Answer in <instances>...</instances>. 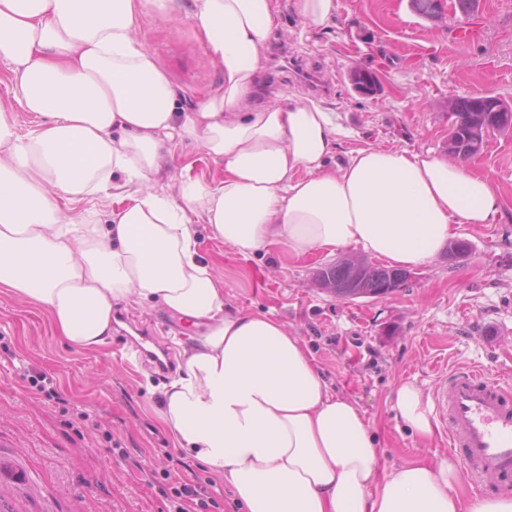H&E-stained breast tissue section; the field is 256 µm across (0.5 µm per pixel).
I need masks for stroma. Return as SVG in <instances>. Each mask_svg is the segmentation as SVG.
Returning <instances> with one entry per match:
<instances>
[{"instance_id": "obj_1", "label": "stroma", "mask_w": 512, "mask_h": 512, "mask_svg": "<svg viewBox=\"0 0 512 512\" xmlns=\"http://www.w3.org/2000/svg\"><path fill=\"white\" fill-rule=\"evenodd\" d=\"M279 24L267 40L253 106L317 99L342 133L334 162L357 150L448 152V98L492 93L512 103V0H478L473 14L439 24L409 0H336L325 26L303 23L279 0ZM476 23L478 39L456 42L453 30ZM138 36L164 69L183 104L215 91L223 77L185 21L140 19ZM330 87L314 96L302 72ZM371 72L378 91L356 92L351 76ZM205 182L224 168L193 143L169 160L167 181L184 166ZM472 165L493 182L502 210L491 224H456L468 255L438 254L383 299H341L318 288V270L340 259L368 260L360 246L292 256L270 245L244 256L198 225L200 258L211 265L232 309L266 311L287 324L312 353L327 383L355 401L369 421L382 465L432 452L451 456L444 431L422 445L396 417L393 397L413 383L432 397L443 371L478 366L491 378L512 377V133L490 136ZM136 323L163 325L171 366L140 361L120 329L98 350L64 346L50 314L0 290V512H170L176 483L206 487L208 508L236 512L231 491L186 457L161 422V388L177 375L182 353L200 329L158 304L121 303ZM47 375L55 397L32 379Z\"/></svg>"}]
</instances>
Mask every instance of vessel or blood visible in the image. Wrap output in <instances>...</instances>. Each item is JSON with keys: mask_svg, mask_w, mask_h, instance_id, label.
<instances>
[{"mask_svg": "<svg viewBox=\"0 0 512 512\" xmlns=\"http://www.w3.org/2000/svg\"><path fill=\"white\" fill-rule=\"evenodd\" d=\"M435 398L448 446L467 476L477 485L493 476L499 491L512 490V389L484 370L461 368L440 381Z\"/></svg>", "mask_w": 512, "mask_h": 512, "instance_id": "b4317fda", "label": "vessel or blood"}]
</instances>
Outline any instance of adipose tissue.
I'll return each instance as SVG.
<instances>
[{
  "label": "adipose tissue",
  "mask_w": 512,
  "mask_h": 512,
  "mask_svg": "<svg viewBox=\"0 0 512 512\" xmlns=\"http://www.w3.org/2000/svg\"><path fill=\"white\" fill-rule=\"evenodd\" d=\"M174 0H0V65L40 123L17 131L0 105V288L47 310L71 347L112 336L119 301L161 303L202 331L165 386L161 419L188 457L223 478L243 512H512V498L460 491L454 460L382 469L352 400L272 315L232 310L198 257L196 224L248 254L301 256L359 245L415 267L455 224H490L492 181L464 161L368 147L339 167L330 112L315 102L253 107L276 0H187L223 84L188 109L139 40L142 14ZM198 144L223 180H160L165 153ZM116 199L106 226L87 198ZM397 416L429 444L430 404L413 384Z\"/></svg>",
  "instance_id": "ef3b65f1"
}]
</instances>
